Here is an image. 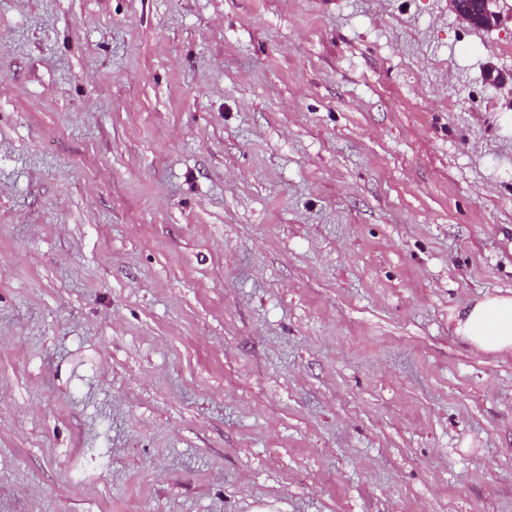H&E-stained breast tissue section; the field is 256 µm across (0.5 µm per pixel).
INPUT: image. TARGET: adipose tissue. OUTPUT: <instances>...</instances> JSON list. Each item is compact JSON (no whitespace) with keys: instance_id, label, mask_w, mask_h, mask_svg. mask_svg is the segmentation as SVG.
<instances>
[{"instance_id":"adipose-tissue-1","label":"adipose tissue","mask_w":512,"mask_h":512,"mask_svg":"<svg viewBox=\"0 0 512 512\" xmlns=\"http://www.w3.org/2000/svg\"><path fill=\"white\" fill-rule=\"evenodd\" d=\"M452 321L455 336L472 349L512 354V295H487L467 302L455 310Z\"/></svg>"}]
</instances>
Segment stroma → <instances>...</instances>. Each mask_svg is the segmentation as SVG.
Instances as JSON below:
<instances>
[{
	"label": "stroma",
	"instance_id": "obj_1",
	"mask_svg": "<svg viewBox=\"0 0 512 512\" xmlns=\"http://www.w3.org/2000/svg\"><path fill=\"white\" fill-rule=\"evenodd\" d=\"M499 6L0 0V512H512ZM480 11L473 13L464 8L462 0H448V9L472 28L497 29L509 18L497 10V0H480ZM454 335L472 349L512 354V295H485L469 301L451 316Z\"/></svg>",
	"mask_w": 512,
	"mask_h": 512
}]
</instances>
